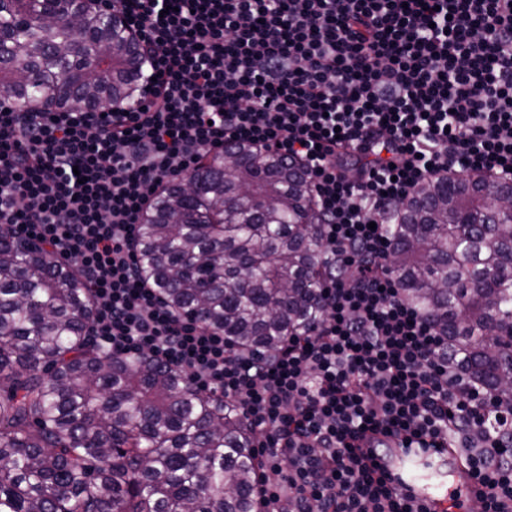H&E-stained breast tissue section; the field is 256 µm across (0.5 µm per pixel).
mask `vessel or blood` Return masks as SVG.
<instances>
[{
	"label": "vessel or blood",
	"instance_id": "1",
	"mask_svg": "<svg viewBox=\"0 0 512 512\" xmlns=\"http://www.w3.org/2000/svg\"><path fill=\"white\" fill-rule=\"evenodd\" d=\"M389 449L376 461L377 473L389 475L396 490L426 499L431 512H467L472 501L481 493L480 485L459 463L457 452H449L444 474L447 485L433 483L412 459L409 450L401 448L398 439L389 438Z\"/></svg>",
	"mask_w": 512,
	"mask_h": 512
}]
</instances>
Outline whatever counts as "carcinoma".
I'll return each mask as SVG.
<instances>
[{
  "label": "carcinoma",
  "instance_id": "1",
  "mask_svg": "<svg viewBox=\"0 0 512 512\" xmlns=\"http://www.w3.org/2000/svg\"><path fill=\"white\" fill-rule=\"evenodd\" d=\"M142 51L90 0H0V101L28 111L131 99ZM73 86L66 97L58 86ZM512 196L477 175L422 183L393 227L392 272L448 359L512 412ZM139 261L168 304L270 353L320 319L325 248L296 162L205 156L142 218ZM66 266L0 228V512H259L253 436L175 370L111 357Z\"/></svg>",
  "mask_w": 512,
  "mask_h": 512
}]
</instances>
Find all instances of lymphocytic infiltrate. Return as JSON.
<instances>
[{
	"mask_svg": "<svg viewBox=\"0 0 512 512\" xmlns=\"http://www.w3.org/2000/svg\"><path fill=\"white\" fill-rule=\"evenodd\" d=\"M144 48L123 111L0 102V226L71 266L103 352L145 355L238 409L261 512H428L375 475L372 434L431 462L462 448L512 512V414L459 376L403 296L388 231L417 187L512 171V0H110ZM298 161L321 216L323 314L269 354L238 350L144 281L141 217L203 154Z\"/></svg>",
	"mask_w": 512,
	"mask_h": 512,
	"instance_id": "f902f5d3",
	"label": "lymphocytic infiltrate"
}]
</instances>
